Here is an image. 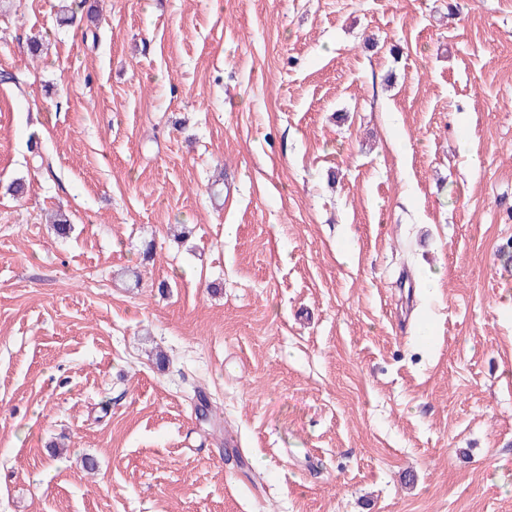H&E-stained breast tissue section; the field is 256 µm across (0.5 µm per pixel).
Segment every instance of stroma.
I'll return each instance as SVG.
<instances>
[{"instance_id":"obj_1","label":"stroma","mask_w":512,"mask_h":512,"mask_svg":"<svg viewBox=\"0 0 512 512\" xmlns=\"http://www.w3.org/2000/svg\"><path fill=\"white\" fill-rule=\"evenodd\" d=\"M59 5L0 0V512H512V0Z\"/></svg>"}]
</instances>
